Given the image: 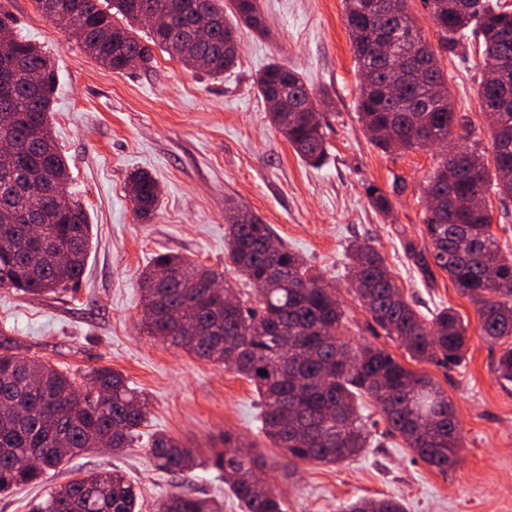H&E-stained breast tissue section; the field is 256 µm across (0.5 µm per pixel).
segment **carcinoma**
<instances>
[{"label": "carcinoma", "mask_w": 512, "mask_h": 512, "mask_svg": "<svg viewBox=\"0 0 512 512\" xmlns=\"http://www.w3.org/2000/svg\"><path fill=\"white\" fill-rule=\"evenodd\" d=\"M43 14L68 30V15L83 16L77 44L106 67L121 72L129 60L149 67L151 46L187 67L205 62L218 75L239 55L236 24L267 30L258 0H36ZM439 42L453 48L472 33L489 69L512 67V6L500 0H425ZM354 59L361 72L357 111L364 129L385 152L452 143L469 125L455 110L448 78L433 46L410 15L408 0H344ZM147 15L160 24L137 28ZM206 23L205 42L192 43L187 28ZM13 53L40 71V90L27 88V71L16 73L0 98V139L26 145L10 174H0V288L44 295L75 286L83 277L92 246L87 212L75 199L60 205L41 189H68L70 167L50 129L54 69L29 40L14 34ZM264 101L288 96V110L269 112L270 122L297 155L318 166L326 153L321 113L301 74L272 62L255 78ZM495 86L480 82L481 109L492 141L493 162L478 144L450 149L426 181L424 192L438 205L424 212L432 251L411 241L408 256L446 272L474 306L480 335L501 345L495 373L512 382V255L491 231L493 213L459 205L484 193L512 198V111L490 107ZM128 196L136 216L147 218L159 202L158 182L145 171L130 174ZM230 209L223 292L197 283L221 278L178 254L154 257L142 275V324L149 335L199 359L224 365L245 378L261 405L259 431L293 460L334 465L360 455L370 431L358 412L362 396L374 400L387 431L402 438L426 464L446 471L460 461V429L452 404L431 377L406 368L384 348L353 346L341 332L344 311L333 289L275 231L257 217L238 218ZM169 281L157 283L158 271ZM347 277L364 310L412 360L444 366L460 362L467 329L456 310L445 307L423 316L403 297L384 256L368 243L349 248ZM262 285L255 293L236 283ZM267 374L262 375L260 371ZM147 416V402L110 368L91 370L77 381L68 368L40 358H23L0 344V494L41 479L63 461L107 441L133 447ZM66 452L61 453L59 449ZM150 453L171 473L206 466L222 476L241 512H284L282 501L263 490V463L224 436V449L206 459L166 434H156ZM137 487L117 470L78 473L52 489L30 512H139ZM224 502L193 491L169 493L161 512H223ZM348 512H405L395 498L362 499Z\"/></svg>", "instance_id": "carcinoma-1"}]
</instances>
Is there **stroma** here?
<instances>
[{
	"label": "stroma",
	"mask_w": 512,
	"mask_h": 512,
	"mask_svg": "<svg viewBox=\"0 0 512 512\" xmlns=\"http://www.w3.org/2000/svg\"><path fill=\"white\" fill-rule=\"evenodd\" d=\"M408 6L437 46L456 111L470 117L464 142L491 150L478 99L483 58L472 49L438 46L423 0H408ZM259 7L269 36L241 28L237 67L215 77L157 48L149 70L112 71L50 22L36 0H8L20 33L55 67L50 123L70 165V190L89 216L93 246L75 288L42 296L0 288V340L9 339L20 356L78 374L99 367L120 372L147 397L145 432L165 433L206 456L223 448L228 435L254 447L285 512H342L361 497L397 498L406 512H512V382L494 372L500 349L481 337L473 305L447 274L421 267L404 249L406 241L423 242V188L434 151L386 153L363 128L343 0H259ZM274 60L302 73L314 94L329 96L321 108L328 152L321 166L301 161L269 122L253 78ZM136 170L161 185L158 206L145 220L136 217L126 192ZM373 188L390 199V211L371 207ZM231 202L271 225L335 287L352 344L388 350L448 395L463 444L455 468L430 467L399 437L379 432L361 456L344 463L287 464L258 432L259 400L247 380L147 334L141 272L162 253L223 271ZM365 240L385 256L411 305L457 310L468 337L458 364L410 360L360 306L344 263L346 248ZM115 466L140 486L141 512H158L178 481L157 468L147 447L91 449L50 471L43 484L0 496V512H29L34 498L69 481L74 468Z\"/></svg>",
	"instance_id": "1"
}]
</instances>
